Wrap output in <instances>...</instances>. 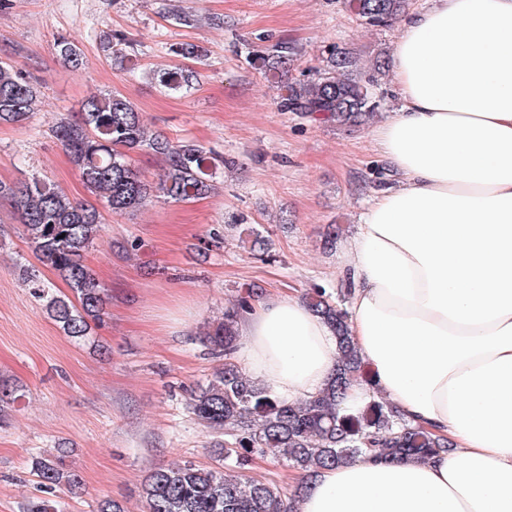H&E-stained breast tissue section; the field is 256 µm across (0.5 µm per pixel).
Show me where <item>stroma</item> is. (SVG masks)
Listing matches in <instances>:
<instances>
[{"label": "stroma", "instance_id": "1", "mask_svg": "<svg viewBox=\"0 0 512 512\" xmlns=\"http://www.w3.org/2000/svg\"><path fill=\"white\" fill-rule=\"evenodd\" d=\"M176 11L189 24L173 20ZM115 33L132 41L119 60L103 49ZM399 33L395 25L361 26L344 0H8L0 8V60L40 81L25 127L0 124V181L33 174L88 200L51 129L108 92L166 137L236 161L203 198L106 214L86 262L111 302L106 322L84 341L65 336L19 281L17 263L33 254L10 202L0 200V379L22 392L0 420V512H23L39 496L32 463L43 453L62 452L82 478L79 489L60 493L59 512H96L106 496L143 512L141 483L154 467L214 466L221 436L187 407L191 389L220 365L203 342L208 326L252 284L299 298L339 288L344 244L389 183L372 125L346 131L281 111L288 79L255 52L294 43L301 71L336 46L367 68L390 55ZM61 35L78 41L81 69L60 62ZM185 43L205 57L170 53ZM174 65L196 72L190 89L159 84V71ZM331 224L343 231L327 249ZM216 230L224 236L217 248L209 244ZM257 235L265 254L252 249ZM126 240L135 251H116Z\"/></svg>", "mask_w": 512, "mask_h": 512}]
</instances>
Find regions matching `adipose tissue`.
<instances>
[{
    "instance_id": "obj_1",
    "label": "adipose tissue",
    "mask_w": 512,
    "mask_h": 512,
    "mask_svg": "<svg viewBox=\"0 0 512 512\" xmlns=\"http://www.w3.org/2000/svg\"><path fill=\"white\" fill-rule=\"evenodd\" d=\"M400 29L399 105L374 131L395 183L341 269L374 378L344 405L385 397L448 446L322 469L294 512H512V0H430ZM238 332L275 397L311 398L336 366L333 331L292 297L258 295Z\"/></svg>"
}]
</instances>
